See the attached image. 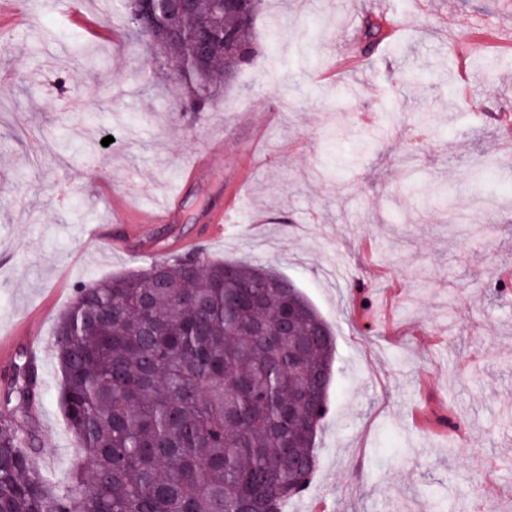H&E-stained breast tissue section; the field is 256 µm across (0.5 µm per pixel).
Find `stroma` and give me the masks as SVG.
<instances>
[{"mask_svg":"<svg viewBox=\"0 0 512 512\" xmlns=\"http://www.w3.org/2000/svg\"><path fill=\"white\" fill-rule=\"evenodd\" d=\"M84 10L111 39L40 6L45 35L16 27L0 53V336L40 305L51 337L76 287L144 266L84 243V226L108 218L101 180L137 179L130 203L145 210L179 199L180 237L200 233L237 191L211 255L272 262L336 337L317 474L287 512H429L433 502L464 512L470 481H512V178L478 190L466 176L477 160L512 166V125L501 124L512 58L456 97L458 52L491 55L512 30V4L269 0L255 28L265 55L184 119L170 87L149 83V51L123 37L112 0H84ZM370 14L402 36L350 63ZM88 56L105 66L90 72ZM421 114L432 135L410 160ZM218 132L222 179L180 177ZM502 282L508 296L493 297ZM43 380L34 464L61 484L80 456L54 357Z\"/></svg>","mask_w":512,"mask_h":512,"instance_id":"obj_1","label":"stroma"}]
</instances>
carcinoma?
Masks as SVG:
<instances>
[{
    "label": "carcinoma",
    "instance_id": "carcinoma-1",
    "mask_svg": "<svg viewBox=\"0 0 512 512\" xmlns=\"http://www.w3.org/2000/svg\"><path fill=\"white\" fill-rule=\"evenodd\" d=\"M218 0H196L177 24L186 37L157 40L175 110L199 112L260 57L254 24ZM126 34L144 37L161 8L112 0ZM213 20L227 38L197 58ZM385 18L363 39H386ZM299 311L292 335L276 314ZM58 406L78 452L64 486L32 461L29 422L42 384L26 360L0 405V512H284L317 466L316 440L329 411L335 335L298 285L274 267L226 262L206 248L163 254L146 267L80 285L51 341Z\"/></svg>",
    "mask_w": 512,
    "mask_h": 512
}]
</instances>
